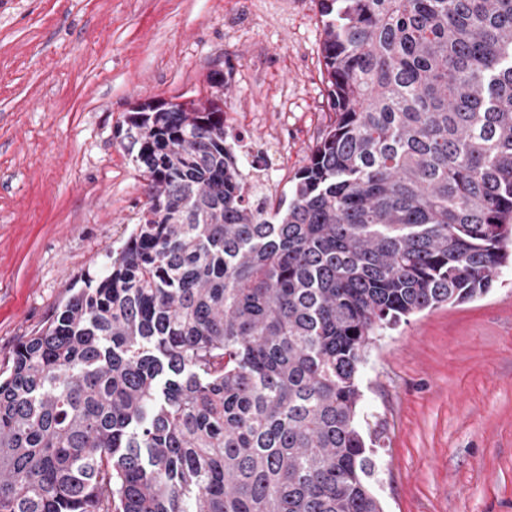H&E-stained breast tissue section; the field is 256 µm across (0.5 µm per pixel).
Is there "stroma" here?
Listing matches in <instances>:
<instances>
[{
  "mask_svg": "<svg viewBox=\"0 0 512 512\" xmlns=\"http://www.w3.org/2000/svg\"><path fill=\"white\" fill-rule=\"evenodd\" d=\"M321 42L317 0H0V369L137 223L131 108L230 71L243 162L280 197L333 118ZM359 380L384 512H512V259L382 331Z\"/></svg>",
  "mask_w": 512,
  "mask_h": 512,
  "instance_id": "stroma-1",
  "label": "stroma"
}]
</instances>
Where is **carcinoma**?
<instances>
[{
    "instance_id": "carcinoma-1",
    "label": "carcinoma",
    "mask_w": 512,
    "mask_h": 512,
    "mask_svg": "<svg viewBox=\"0 0 512 512\" xmlns=\"http://www.w3.org/2000/svg\"><path fill=\"white\" fill-rule=\"evenodd\" d=\"M334 121L279 201L202 100L133 108L138 224L0 377V512H384L377 335L512 241V0H318Z\"/></svg>"
}]
</instances>
